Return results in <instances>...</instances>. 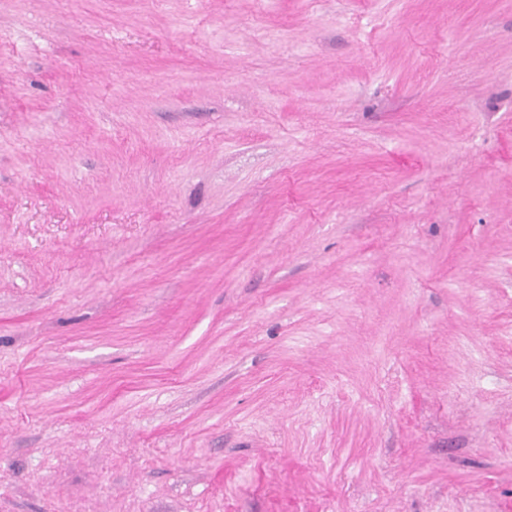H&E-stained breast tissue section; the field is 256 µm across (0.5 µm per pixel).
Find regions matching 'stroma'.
<instances>
[{"label": "stroma", "mask_w": 512, "mask_h": 512, "mask_svg": "<svg viewBox=\"0 0 512 512\" xmlns=\"http://www.w3.org/2000/svg\"><path fill=\"white\" fill-rule=\"evenodd\" d=\"M0 512H512V0H0Z\"/></svg>", "instance_id": "obj_1"}]
</instances>
